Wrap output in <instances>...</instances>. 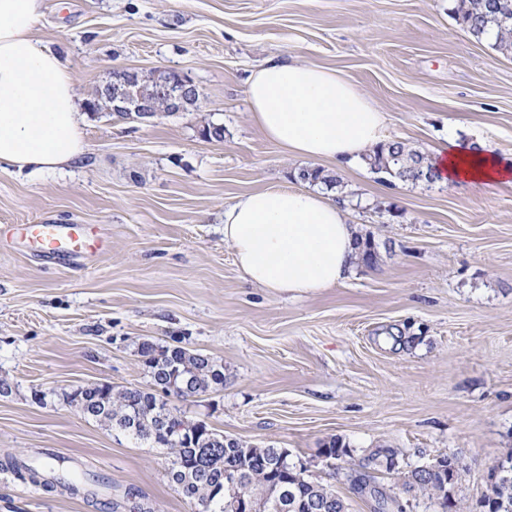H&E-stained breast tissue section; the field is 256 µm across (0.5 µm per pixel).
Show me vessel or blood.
I'll return each instance as SVG.
<instances>
[{
  "label": "vessel or blood",
  "instance_id": "vessel-or-blood-1",
  "mask_svg": "<svg viewBox=\"0 0 512 512\" xmlns=\"http://www.w3.org/2000/svg\"><path fill=\"white\" fill-rule=\"evenodd\" d=\"M25 239L34 252L54 260H70L99 248L101 241L87 224H13L0 230Z\"/></svg>",
  "mask_w": 512,
  "mask_h": 512
}]
</instances>
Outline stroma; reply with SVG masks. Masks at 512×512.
I'll return each instance as SVG.
<instances>
[{
	"label": "stroma",
	"instance_id": "obj_1",
	"mask_svg": "<svg viewBox=\"0 0 512 512\" xmlns=\"http://www.w3.org/2000/svg\"><path fill=\"white\" fill-rule=\"evenodd\" d=\"M454 0H44L35 35L62 52L76 93L113 70L171 68L200 92L195 111L152 123L86 114V151L29 177L0 164V225H96L104 250L46 260L0 237V512H112L128 489L150 512H197L168 456L108 430L64 395L100 382L148 387L137 347L179 340L224 366V386L183 402L225 435L288 451L289 463L372 512L349 467L385 446L397 473L370 472L407 512L403 474L462 457L456 512H475L512 453V186L388 181L337 167L349 223L373 267L319 293L250 283L224 240V206L296 186L302 161L252 123L246 87L271 58L335 69L382 112L390 139L430 152L448 136L512 158V57L454 19ZM224 127L223 141L201 137ZM44 400H36V393ZM55 454L96 499L49 491L3 467Z\"/></svg>",
	"mask_w": 512,
	"mask_h": 512
}]
</instances>
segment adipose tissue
Returning a JSON list of instances; mask_svg holds the SVG:
<instances>
[{"label":"adipose tissue","mask_w":512,"mask_h":512,"mask_svg":"<svg viewBox=\"0 0 512 512\" xmlns=\"http://www.w3.org/2000/svg\"><path fill=\"white\" fill-rule=\"evenodd\" d=\"M42 0H0V163L31 175L63 169L85 153L72 74L34 37ZM253 124L289 156L357 169L384 144L385 116L333 69L267 60L250 78ZM445 183L512 185V164L490 149L433 148ZM224 239L251 283L309 295L341 285L358 265L356 230L323 193L269 186L224 208Z\"/></svg>","instance_id":"obj_1"}]
</instances>
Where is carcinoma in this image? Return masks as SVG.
<instances>
[{
	"instance_id": "obj_1",
	"label": "carcinoma",
	"mask_w": 512,
	"mask_h": 512,
	"mask_svg": "<svg viewBox=\"0 0 512 512\" xmlns=\"http://www.w3.org/2000/svg\"><path fill=\"white\" fill-rule=\"evenodd\" d=\"M454 14L459 24L477 40L494 33L492 46L512 56V0H455ZM174 69H158L148 74L126 72L132 94L150 101L158 115H170L165 88L178 80ZM87 106L93 113L113 115L112 96L97 84L89 93ZM372 172L400 181L419 182V174L433 167L427 154L400 141L378 146L368 157ZM297 179L311 186L333 190L342 186L339 176L320 167L298 170ZM137 353L150 377V388L115 390L107 382L80 387L65 395L68 405L84 416L113 430L147 442L154 448L171 451V482L206 512H233L231 497L224 491V472L238 473L259 512H309L312 502H329L325 512H346L338 495L319 482L307 478L288 462V452L272 446L248 445L240 440L224 447V434L195 422L157 395L161 390L183 401L205 395L224 386V367L209 357L188 348L160 346L152 340L139 343ZM444 472L423 474L414 468L403 481V489L430 499L450 501L451 492L461 480L464 464L456 454L443 455ZM358 473L354 489H360L363 476L370 471L398 470L396 452L391 448H374L351 462ZM494 478L493 499L483 500L485 512H512V454L501 460L491 472Z\"/></svg>"
}]
</instances>
